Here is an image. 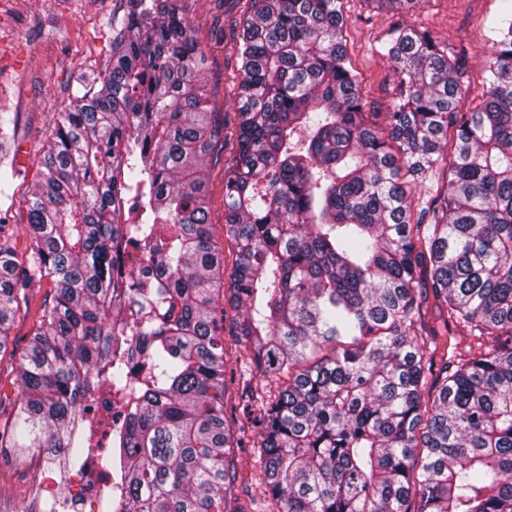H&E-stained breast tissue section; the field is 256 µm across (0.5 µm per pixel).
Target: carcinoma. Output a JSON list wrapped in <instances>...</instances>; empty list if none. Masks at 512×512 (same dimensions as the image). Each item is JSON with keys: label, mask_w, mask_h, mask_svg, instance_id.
<instances>
[{"label": "carcinoma", "mask_w": 512, "mask_h": 512, "mask_svg": "<svg viewBox=\"0 0 512 512\" xmlns=\"http://www.w3.org/2000/svg\"><path fill=\"white\" fill-rule=\"evenodd\" d=\"M242 1L229 307L200 0H126L106 75L50 130L24 250L0 240V352L31 288H53L11 367L0 448L120 466L102 490L112 512H244L224 367L246 356L266 387L254 426L269 512H512V0L465 112L460 57L397 23L383 124L343 0H223ZM406 174L436 180L424 204ZM105 386L138 398L117 452L96 456L83 402ZM3 512L54 501L37 489Z\"/></svg>", "instance_id": "obj_1"}]
</instances>
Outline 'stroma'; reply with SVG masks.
I'll return each instance as SVG.
<instances>
[{"label":"stroma","mask_w":512,"mask_h":512,"mask_svg":"<svg viewBox=\"0 0 512 512\" xmlns=\"http://www.w3.org/2000/svg\"><path fill=\"white\" fill-rule=\"evenodd\" d=\"M499 4L500 0H422L413 12L395 18L371 11L365 0H344L347 50L369 101L384 108L395 94L383 51L398 20L427 26L445 44L467 46L466 74L472 92H479L489 49L498 38L494 20ZM125 8L126 0H0V113L16 119L6 151L18 172L10 186L13 205L0 220V235L16 246L25 244L19 227L26 219V201L37 181L50 130L75 95L105 75L115 23ZM223 26L221 0H201L193 31L207 50L202 66L207 106L223 116L227 135L219 164L207 169L211 218L217 224L224 221L222 173L235 155L237 128L230 103L236 74L233 43L214 39ZM237 458L239 502L246 512H264V495L256 482V447L247 445Z\"/></svg>","instance_id":"stroma-1"}]
</instances>
